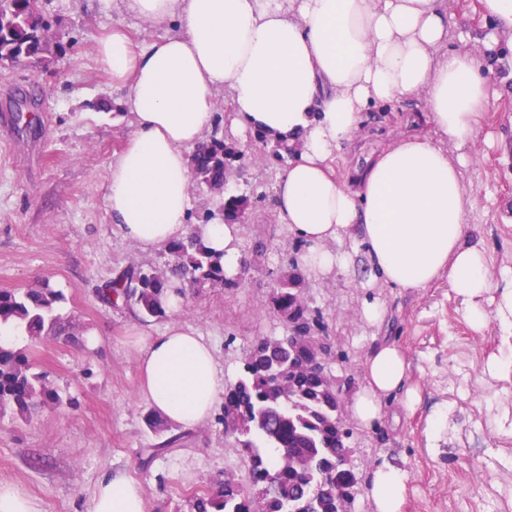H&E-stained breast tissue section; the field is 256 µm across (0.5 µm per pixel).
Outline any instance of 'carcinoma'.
Here are the masks:
<instances>
[{"instance_id": "cac0c4a2", "label": "carcinoma", "mask_w": 512, "mask_h": 512, "mask_svg": "<svg viewBox=\"0 0 512 512\" xmlns=\"http://www.w3.org/2000/svg\"><path fill=\"white\" fill-rule=\"evenodd\" d=\"M51 28L41 0H0V73L34 63L49 69L66 50L59 41L47 38ZM266 155L285 162L298 144L258 135ZM246 154L234 142L216 136L201 143L192 161L198 183L212 190L224 186L225 168L241 162ZM251 199L229 197L224 212L231 218H247ZM294 248L288 269L270 294L268 313L283 323L280 336H256L242 359L237 380L224 389V441L246 464L248 486L230 481L195 493L191 512H336L343 496L357 494L359 478L344 465L353 430L344 416L345 394L320 375L305 371L311 351L306 338L325 331L318 311L302 300L307 288L305 271ZM165 270L130 266L121 271L102 291L112 305L137 309L142 319L165 313L163 299L173 284H220L237 288L249 267L229 278L224 267L203 243L191 234L166 246ZM63 294L49 283L23 290H0V323L32 342L45 336L68 332L56 313ZM62 398L46 376L33 371L28 350L0 344V411L10 408L21 417L46 405H59ZM171 435L147 449L142 465L167 448L180 443Z\"/></svg>"}]
</instances>
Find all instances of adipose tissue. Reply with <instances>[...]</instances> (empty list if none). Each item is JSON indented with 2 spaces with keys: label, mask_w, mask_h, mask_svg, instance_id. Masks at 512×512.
I'll return each instance as SVG.
<instances>
[{
  "label": "adipose tissue",
  "mask_w": 512,
  "mask_h": 512,
  "mask_svg": "<svg viewBox=\"0 0 512 512\" xmlns=\"http://www.w3.org/2000/svg\"><path fill=\"white\" fill-rule=\"evenodd\" d=\"M160 28L146 48L124 29L96 41L100 71L121 91L133 126L108 169L109 210L123 236L151 251L189 234L221 253L224 272L240 266L239 227L193 224L191 156L213 126L219 91L230 99L224 135L247 144L249 131L285 136L300 148L274 186L275 211L315 274L366 266L370 281L421 290L440 278L469 302L483 327L480 300L492 282L487 254L469 242L474 209L461 182L478 119L495 97L493 50L512 43V0H480L490 26L483 53L450 45L448 0H93ZM177 32H168L170 21ZM420 98L423 125L373 155L352 184L334 167L372 106ZM456 157H449V148ZM341 250H334L332 242ZM140 394L166 421L195 428L224 394V368L189 326L152 333L135 328ZM365 384L351 412L360 426L400 422L416 396L409 364L395 342L380 340L363 361ZM407 477L374 466L368 496L374 512H402ZM85 512H148L141 483L126 472L105 475Z\"/></svg>",
  "instance_id": "obj_1"
}]
</instances>
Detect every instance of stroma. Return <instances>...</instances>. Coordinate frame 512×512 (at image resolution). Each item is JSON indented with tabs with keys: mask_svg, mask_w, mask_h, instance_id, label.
Returning <instances> with one entry per match:
<instances>
[{
	"mask_svg": "<svg viewBox=\"0 0 512 512\" xmlns=\"http://www.w3.org/2000/svg\"><path fill=\"white\" fill-rule=\"evenodd\" d=\"M43 9L68 51L51 69L0 76V105L35 100L45 121L41 128L0 134V290L49 282L64 294L57 312L75 337L47 336L34 345L21 339L35 372L46 375L63 402L24 419L10 410L0 414V482L17 486L37 512H84L103 475L121 469L141 482L149 512H190L191 492L216 486L230 472L246 480V467L225 449L224 427L214 417L185 432L170 426V433H182L181 444L142 466L145 449L163 436L147 424L153 410L139 394L137 352L126 333L136 323L152 332L172 321L192 326L211 342L230 382L253 337L282 333L266 304L292 251L273 202V184L286 166L269 162L253 138L225 194L190 184L194 224L207 214L221 219L225 195L252 198L240 246L259 240L267 254L261 270L240 287L189 288L179 314L144 321L131 309L103 302L98 291L118 272L132 265L159 270L168 256L161 248L142 251L111 222L107 171L132 127L119 92L95 64L94 45L118 24L140 48L159 31L116 12L97 13L91 0H45ZM494 66L499 95L479 118L462 186L475 205L467 233L484 246L497 283L512 275L511 44H499ZM422 109L416 98L371 108L338 168L380 151ZM361 279L358 272L307 277L311 307L350 355L333 371L360 390L374 334L362 307L373 296L387 311V335L407 355L420 400L400 425L355 426L357 458L405 471L403 512H512V337L493 320L473 326L463 296L447 279L409 292L379 284L366 289ZM91 333L101 338L98 348L85 342Z\"/></svg>",
	"mask_w": 512,
	"mask_h": 512,
	"instance_id": "1",
	"label": "stroma"
}]
</instances>
